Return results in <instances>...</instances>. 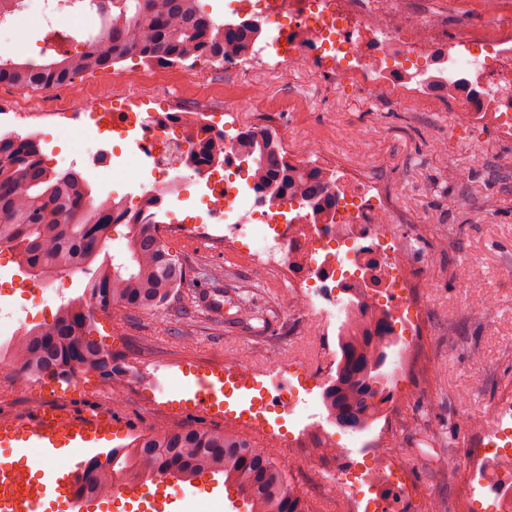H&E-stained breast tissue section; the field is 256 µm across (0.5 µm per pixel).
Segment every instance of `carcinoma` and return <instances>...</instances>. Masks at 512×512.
I'll use <instances>...</instances> for the list:
<instances>
[{"instance_id": "1", "label": "carcinoma", "mask_w": 512, "mask_h": 512, "mask_svg": "<svg viewBox=\"0 0 512 512\" xmlns=\"http://www.w3.org/2000/svg\"><path fill=\"white\" fill-rule=\"evenodd\" d=\"M96 11L100 31L83 50L57 51L44 62H21L0 52V84L47 90L75 76L106 69L135 55L161 63H183L207 53L222 56L228 46L246 50L259 27L224 24L202 11L197 0H77ZM250 141L245 159L257 172L254 188L269 201L292 194L315 209L333 206L326 178L315 167L298 169L282 155L277 137L265 130L245 132ZM93 202L92 189L74 169L57 172L46 166L33 137L0 135V244L14 251L18 267L36 280L63 270L94 268L83 296L60 305L52 323L27 329L3 348L0 368L33 379L66 381L78 373L112 376V353L93 336V306L115 316L126 310L151 312L184 287L187 271L159 236L158 221L128 224L124 251L106 250L112 229L123 213ZM346 318L337 340L340 360L336 376L323 392V402L337 426L367 430L375 419L376 398L388 349L394 345L388 318L368 303L361 290L349 289ZM89 479L81 490L106 497L117 471L144 482L162 476L179 480L224 473V486L243 497L246 512H307L286 473L263 448L228 428L210 431L155 429L131 448H114L105 461L87 463Z\"/></svg>"}]
</instances>
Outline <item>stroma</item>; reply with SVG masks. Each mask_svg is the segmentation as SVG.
Wrapping results in <instances>:
<instances>
[{"instance_id": "1", "label": "stroma", "mask_w": 512, "mask_h": 512, "mask_svg": "<svg viewBox=\"0 0 512 512\" xmlns=\"http://www.w3.org/2000/svg\"><path fill=\"white\" fill-rule=\"evenodd\" d=\"M5 49L11 55L40 60L48 41L30 14L12 21ZM223 71L199 72L197 64H160L130 57L73 82L75 101L158 92L173 87V106L213 108V94L224 86ZM249 112L262 128L295 146L294 133L308 129L319 134L329 155L341 168L375 178L395 201L392 232L397 239L413 238L417 250L413 271L422 285L426 318L414 343L419 363L406 379L394 378L395 360L385 367L386 384L377 420L370 430H337L339 445L359 462L360 448L373 434L386 435L412 490L411 512H459L469 499V512H489V491L465 497L461 470L449 461L464 462L480 436V421L501 398L512 395V140L499 133L487 115L459 123L453 105L444 100L427 112H400L374 105L352 93H340L337 82L324 74L271 82L268 97L248 101ZM42 151L49 167L75 168L87 180L99 179L92 146L65 135L43 137ZM452 197L470 199L466 210L449 207ZM496 202L492 214L480 203ZM160 235L171 254L187 270V283L162 308L144 313L125 311L121 317L96 311V336L125 366L121 383L95 372L68 381L41 379L30 387L0 381V417H27L44 406H59L78 416L103 414L111 432V447H133L141 435L163 427L230 428L265 448L285 471L309 512H336V497L325 482L334 462L327 459L320 437L288 445V425L269 412L265 426L256 427L224 417L221 406L236 409L238 395L223 398L221 406L195 402L197 374L232 371L247 363L256 379L272 367L309 373L310 384L326 386L335 371L326 356L336 348L338 325L320 321L310 327L299 311L280 271L254 263L248 253L231 252L213 242L175 236L168 227ZM22 272L10 251L0 252V305L28 306L35 323H52L54 310L35 307L18 286ZM494 295L495 309L484 316L474 307ZM249 316H241V308ZM169 375L152 406L142 392L150 373ZM173 501L165 512H185L190 499L233 512L235 490L211 491L207 479L172 482Z\"/></svg>"}]
</instances>
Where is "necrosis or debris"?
I'll return each mask as SVG.
<instances>
[{"label": "necrosis or debris", "mask_w": 512, "mask_h": 512, "mask_svg": "<svg viewBox=\"0 0 512 512\" xmlns=\"http://www.w3.org/2000/svg\"><path fill=\"white\" fill-rule=\"evenodd\" d=\"M224 20L234 27L261 24L258 63L247 85L251 98H265L270 80H288V72L279 68L283 61L301 66L311 60L330 62L339 78L360 89L365 99H388L395 109L410 111L419 101L445 95L462 119L494 113L502 134L512 139V0H483L475 21L453 34L446 19L424 11L422 0H228ZM66 91L63 85L49 89L40 105L42 119L98 144L100 167L112 180L135 185L138 201L154 196L163 184L195 183L212 221L189 223L174 207L168 212L172 229L232 251L246 236L254 257L271 262L283 258L282 273L311 316L339 315L334 291L355 282L373 303L399 297L401 303L390 317L408 340L398 370L403 373L414 365L416 348L409 337L423 319V301L409 277L408 249L386 242L391 201L376 180L365 183L359 173L348 172L335 187L330 215L295 213L290 200L270 205L234 178L241 149L227 137L223 114L206 117L207 137L224 141L222 158L186 166L182 160L194 144L182 113L167 111L166 98L125 105L117 119L106 120L105 101L77 113ZM116 139L144 155L151 164L148 176H132L125 162L113 161L102 144ZM257 214L262 217L258 224L253 221ZM246 226L251 229L247 235L242 232ZM229 383L239 392L265 393L269 405L295 424L307 415L304 380H286L276 370L266 384L242 372L232 373ZM510 412L508 398L462 467L466 487L486 486L498 494L497 512H512V493L503 491L506 478L512 477V430L503 425L504 414ZM343 453L340 447L332 450L337 464L331 489L347 512H406L410 489L398 459L385 454L380 438L371 440L365 454L374 468L388 473L390 483L382 498L357 493L361 476L342 462Z\"/></svg>", "instance_id": "obj_1"}]
</instances>
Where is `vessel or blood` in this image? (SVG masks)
Wrapping results in <instances>:
<instances>
[{"label":"vessel or blood","instance_id":"1","mask_svg":"<svg viewBox=\"0 0 512 512\" xmlns=\"http://www.w3.org/2000/svg\"><path fill=\"white\" fill-rule=\"evenodd\" d=\"M222 376L197 377L194 398L215 399ZM100 418L72 416L58 408H44L28 420L0 427L1 448L34 449V456L0 459V512H46L63 501L68 512H108V503L80 490L84 459L103 448Z\"/></svg>","mask_w":512,"mask_h":512}]
</instances>
